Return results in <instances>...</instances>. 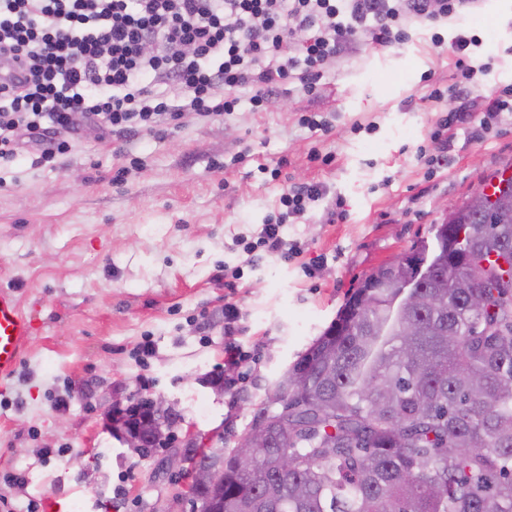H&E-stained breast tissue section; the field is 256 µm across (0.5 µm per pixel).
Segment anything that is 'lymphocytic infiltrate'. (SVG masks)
Listing matches in <instances>:
<instances>
[{"instance_id": "f902f5d3", "label": "lymphocytic infiltrate", "mask_w": 512, "mask_h": 512, "mask_svg": "<svg viewBox=\"0 0 512 512\" xmlns=\"http://www.w3.org/2000/svg\"><path fill=\"white\" fill-rule=\"evenodd\" d=\"M482 0H0V165L14 162L24 141L37 146L36 165L70 149L60 131L91 124L128 140L161 135L185 114L216 119L236 111L248 90L253 111L288 79L317 97L330 63L354 55L361 41L403 44L411 25L452 20L448 46L457 81L432 87L429 98H459L430 132L438 155L458 131L488 128L512 112V89L469 102L481 68L468 50L479 39L467 26ZM323 195L318 184L293 187L282 211L253 239H239L243 253L296 254L283 228Z\"/></svg>"}]
</instances>
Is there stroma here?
Returning <instances> with one entry per match:
<instances>
[{
  "label": "stroma",
  "mask_w": 512,
  "mask_h": 512,
  "mask_svg": "<svg viewBox=\"0 0 512 512\" xmlns=\"http://www.w3.org/2000/svg\"><path fill=\"white\" fill-rule=\"evenodd\" d=\"M480 39L479 92L512 86V0H484L469 18ZM445 40L454 24L441 25ZM414 25L398 47L364 43L331 66L318 97L288 82L266 111L203 120L128 145L94 127L55 167L24 151L0 176V287L34 331L14 376L0 381V512H193L187 481L103 426L109 405L164 398L180 435L232 450L268 390L330 326L379 266L429 238L444 207L512 172V112L481 139L457 134L432 168L428 134L443 106L426 76L449 85L454 58ZM307 112L333 128L301 127ZM332 154L330 165L312 151ZM326 193L286 225L297 256L265 254L230 281L235 240L252 236L289 188ZM344 218H336V209ZM240 319L224 333V305ZM242 359L223 384L224 345Z\"/></svg>",
  "instance_id": "1"
}]
</instances>
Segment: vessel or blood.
Segmentation results:
<instances>
[{"label":"vessel or blood","mask_w":512,"mask_h":512,"mask_svg":"<svg viewBox=\"0 0 512 512\" xmlns=\"http://www.w3.org/2000/svg\"><path fill=\"white\" fill-rule=\"evenodd\" d=\"M33 334L32 319L13 292L0 289V380L11 378Z\"/></svg>","instance_id":"b4317fda"}]
</instances>
